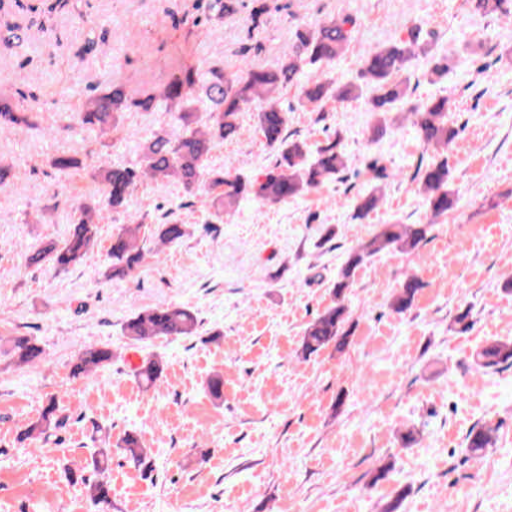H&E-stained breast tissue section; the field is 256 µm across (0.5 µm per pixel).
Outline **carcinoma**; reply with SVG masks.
<instances>
[{
	"mask_svg": "<svg viewBox=\"0 0 512 512\" xmlns=\"http://www.w3.org/2000/svg\"><path fill=\"white\" fill-rule=\"evenodd\" d=\"M473 9L485 15L512 20V0H472ZM79 0H0V43L8 49L23 48L31 39V30L49 34L58 19L68 18L77 26L87 22L78 7ZM167 17L180 18L208 31L237 13V0H192L191 10L178 15L163 9ZM356 26L355 18H329L313 28L298 29L291 52L275 70L252 64L237 69L221 67L184 68L172 75L158 92L140 96L130 94L127 87L116 80H104L89 88L82 107L75 113L78 123L93 132L117 135L121 132V117L126 112H172L178 121L174 131L161 129L143 143L137 159L129 164H114L106 151L90 145L84 148V157L62 153L50 160L56 171L69 175L90 168L103 185L98 201L74 202L70 205L72 229L60 241H50L30 256V263L44 264L57 272H67L80 264L98 244V217L101 210L126 213L125 222L112 233L107 249L110 262L109 276L127 277L141 268L149 258H155L149 243L175 246L188 236L185 225L174 213L152 217L150 211L127 212V204L138 185L145 181L176 183L185 193L194 196L201 191L212 198L215 211L210 214L217 223L224 222L234 206L244 198H253L269 205L307 195L320 189L325 182L343 177L348 168L345 153L339 142L332 140L320 147L314 159L303 141L292 139L287 133L288 112L277 103V97L292 86L299 87V100L319 110L330 102L357 98L355 85H348L331 77H308L309 69L329 65L350 46ZM112 31L103 24L87 28L86 38L78 55L96 54L109 43ZM420 33H411L409 39L397 43L377 45L364 50L361 56L360 78L369 90L370 111L385 114L400 105H409L406 118L420 141L427 147L445 150L458 135V129L448 124V98H431L410 103V73L413 60L425 55L429 43L419 41ZM40 88L21 84L12 95L0 97V132L26 127L34 129L37 123L24 112V107L39 99ZM258 102L257 126L266 143L277 153L275 166L260 178L224 173V169L209 166L215 145L239 130V115ZM21 171L13 164L0 163V190L20 178ZM426 196L432 215L448 213L455 204L450 189L451 174L448 161L420 164L414 174ZM381 200L377 188L356 197L354 219L364 221L374 212ZM423 224H382L373 236L352 251L342 270L341 280L332 288V304L319 313L305 328L301 354L310 357L332 346L343 351L349 343L345 330L347 306L346 290L352 278L369 257L389 248L414 250L426 238ZM421 282L407 277L396 290L391 302L392 311L402 315L414 305ZM200 322L194 311L176 304H163L145 309L128 318L122 332L130 340L148 344L157 338L194 336ZM10 354L17 366H26L46 360L44 348L31 336L18 335L10 341ZM116 355L108 344L91 343L81 348L71 361L70 374L74 378L88 376L112 365ZM474 363L486 371L512 367V341H492L481 347L473 357ZM166 362L151 356L142 359L134 375L138 383L150 389L166 372ZM67 416L55 398L43 406L37 419L27 424L20 440L35 443L46 441L65 427ZM495 429L484 423L474 425L465 436V448L473 455L482 453L494 444ZM127 461L142 465L148 455L141 436L135 432L125 435L121 446ZM112 463V451L98 448L91 457L96 478L76 476L97 505L111 502V487L105 473Z\"/></svg>",
	"mask_w": 512,
	"mask_h": 512,
	"instance_id": "carcinoma-1",
	"label": "carcinoma"
}]
</instances>
